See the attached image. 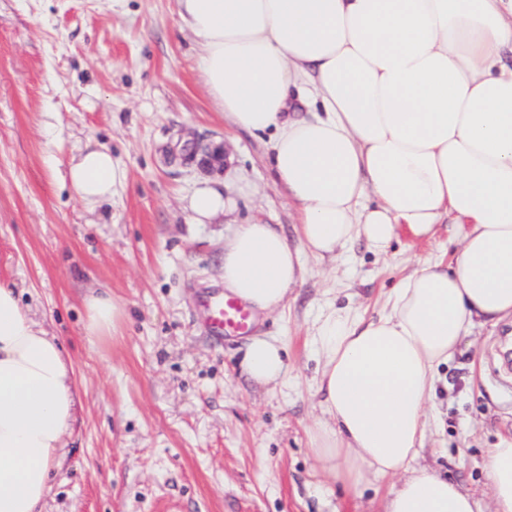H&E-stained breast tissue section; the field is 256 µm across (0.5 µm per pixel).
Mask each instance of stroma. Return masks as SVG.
Wrapping results in <instances>:
<instances>
[{
    "label": "stroma",
    "instance_id": "35a3bbf8",
    "mask_svg": "<svg viewBox=\"0 0 512 512\" xmlns=\"http://www.w3.org/2000/svg\"><path fill=\"white\" fill-rule=\"evenodd\" d=\"M201 52L177 0H0V283L62 339L82 400L41 512H383L392 479L348 491L313 458L311 337L326 304L375 316L419 264L450 263L457 228L400 236L384 253L359 239L335 260L305 257L301 284L255 327L284 346L286 374L251 381L247 337L211 344L196 296L222 285L236 225L274 224L294 244L297 216L267 137L225 118ZM194 137L223 145V167L174 161ZM89 145L124 173L91 209L67 182ZM206 185L235 211L196 224L189 200ZM102 290L120 314L112 335L90 336L86 300ZM511 326L476 327L438 368L413 460L483 495L488 449L512 440L498 355Z\"/></svg>",
    "mask_w": 512,
    "mask_h": 512
}]
</instances>
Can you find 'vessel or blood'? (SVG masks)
Segmentation results:
<instances>
[{"mask_svg": "<svg viewBox=\"0 0 512 512\" xmlns=\"http://www.w3.org/2000/svg\"><path fill=\"white\" fill-rule=\"evenodd\" d=\"M196 309L207 335L217 342L227 336L248 335L253 327L252 308L225 296L220 288L202 291L196 299Z\"/></svg>", "mask_w": 512, "mask_h": 512, "instance_id": "obj_1", "label": "vessel or blood"}]
</instances>
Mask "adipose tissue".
Returning a JSON list of instances; mask_svg holds the SVG:
<instances>
[{"mask_svg": "<svg viewBox=\"0 0 512 512\" xmlns=\"http://www.w3.org/2000/svg\"><path fill=\"white\" fill-rule=\"evenodd\" d=\"M203 45L201 70L237 128L271 138L294 203L299 247L269 224L238 225L224 246L229 293L282 306L302 258L362 238L460 229L449 266L425 262L384 313L331 310L311 338L325 418L310 430L321 471L347 489L396 477L385 512H512V444L489 449V500L410 468L436 370L478 325L512 318V0H178ZM92 207L120 174L106 149L69 167ZM244 370L286 372L278 341L253 337ZM80 396L75 370L0 284V512H40Z\"/></svg>", "mask_w": 512, "mask_h": 512, "instance_id": "obj_1", "label": "adipose tissue"}]
</instances>
